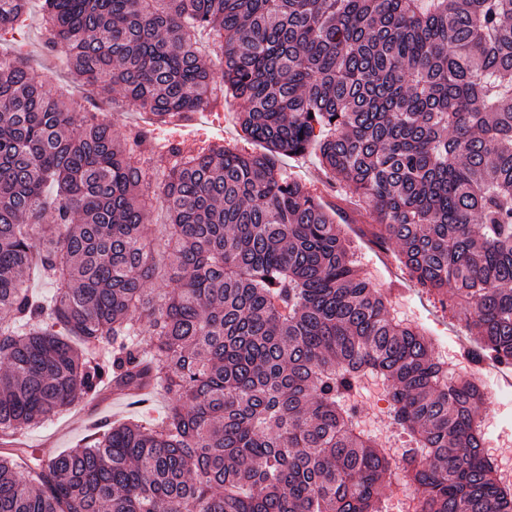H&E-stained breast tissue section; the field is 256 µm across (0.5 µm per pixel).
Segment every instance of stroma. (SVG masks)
I'll return each instance as SVG.
<instances>
[{
    "mask_svg": "<svg viewBox=\"0 0 512 512\" xmlns=\"http://www.w3.org/2000/svg\"><path fill=\"white\" fill-rule=\"evenodd\" d=\"M42 3L43 0H32L24 20L26 43L33 59L42 68L45 90L54 93L59 87L68 85L69 79L63 58L43 49ZM112 106L118 114L117 131L146 124L137 106L126 98L115 97ZM246 107V102L233 100L206 115L193 116L184 126L175 127L154 120L146 125L150 126L158 145L180 140L189 154L204 151L215 142L243 152H257L261 149L260 144L245 139L236 123L237 113ZM281 166L288 176L305 183L314 197L334 211L337 224L352 243L358 273L379 290L390 312L418 325L430 338L435 357L455 374L467 375L469 365L462 360L463 337L467 333L463 322L454 315L446 297L424 292L410 278L399 260L396 245L377 241L370 211L362 199L342 184L331 181L320 168L314 151L282 157ZM169 405L168 396L160 390L143 400L125 391L107 389L97 397L78 400L52 420L23 433L22 439L29 446L50 451L74 448L102 423H120L130 418L158 421L166 416ZM481 413L486 421V448H494L502 439L512 440V395L505 393L496 402L484 403Z\"/></svg>",
    "mask_w": 512,
    "mask_h": 512,
    "instance_id": "35a3bbf8",
    "label": "stroma"
}]
</instances>
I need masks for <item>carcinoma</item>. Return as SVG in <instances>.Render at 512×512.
<instances>
[{
  "mask_svg": "<svg viewBox=\"0 0 512 512\" xmlns=\"http://www.w3.org/2000/svg\"><path fill=\"white\" fill-rule=\"evenodd\" d=\"M27 2L0 0V30ZM44 7L45 48L75 82L167 124L242 99L264 152L170 142L152 187L131 160L153 151L143 132L0 59V512H385L396 461L351 403L367 376L409 437L415 512H512L483 392L391 316L334 213L280 164L313 149L421 288L454 286L471 360L512 365V0ZM33 265L49 300L24 285ZM108 385L161 388L168 415L47 458L19 441Z\"/></svg>",
  "mask_w": 512,
  "mask_h": 512,
  "instance_id": "cac0c4a2",
  "label": "carcinoma"
}]
</instances>
